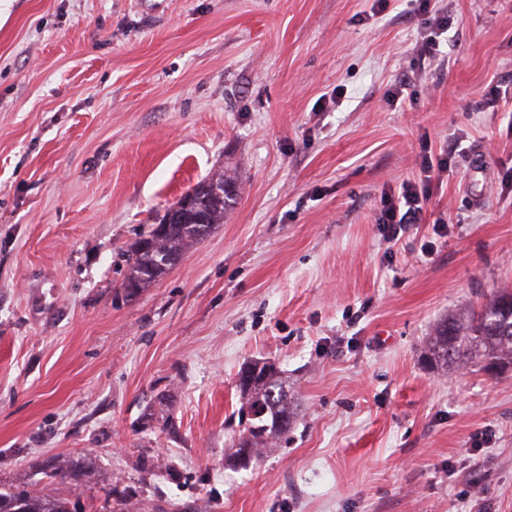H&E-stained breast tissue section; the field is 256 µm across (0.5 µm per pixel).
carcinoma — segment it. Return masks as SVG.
<instances>
[{
  "label": "carcinoma",
  "instance_id": "cac0c4a2",
  "mask_svg": "<svg viewBox=\"0 0 512 512\" xmlns=\"http://www.w3.org/2000/svg\"><path fill=\"white\" fill-rule=\"evenodd\" d=\"M192 193L194 203L190 207L175 202L157 217L156 223L139 234L128 254L122 286L137 292L155 282L169 268L165 258L182 256L216 225L224 223L227 212L240 197L241 187L237 180L220 171L197 183ZM174 211L179 213L178 223L163 230V224ZM509 296L512 297L511 291H499L479 309L465 310L438 323L426 339L430 362L444 373L488 360L503 370H512V309L503 303ZM249 366L253 368V377L247 383L236 384L245 400L248 421L235 456L247 448L248 457L254 458L288 432L295 408L288 400V389L275 363L253 361ZM77 476L72 460L52 464L49 473L53 479ZM0 512H84V504L79 497H58L50 490L0 487Z\"/></svg>",
  "mask_w": 512,
  "mask_h": 512
}]
</instances>
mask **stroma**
<instances>
[{
    "mask_svg": "<svg viewBox=\"0 0 512 512\" xmlns=\"http://www.w3.org/2000/svg\"><path fill=\"white\" fill-rule=\"evenodd\" d=\"M0 0V484L139 512H512V371L441 373L448 315L512 289V0ZM447 158L396 241L381 197ZM243 192L137 295L136 230ZM301 414L248 465L238 373ZM149 457L156 474L138 463ZM413 1L411 0V2ZM414 2H419L414 10L419 15L428 16V18L423 19L424 32L422 33L421 41L416 46L417 55L422 59L423 63L427 58L433 57V51L436 50V46H439L437 42L438 37L448 32V26L452 25V20L448 14L443 12L433 13L430 7L431 0H415Z\"/></svg>",
    "mask_w": 512,
    "mask_h": 512,
    "instance_id": "obj_1",
    "label": "stroma"
}]
</instances>
